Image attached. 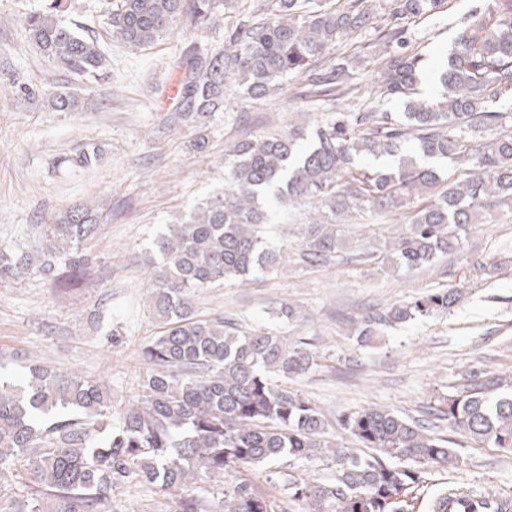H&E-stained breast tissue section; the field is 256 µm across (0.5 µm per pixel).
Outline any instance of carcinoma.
<instances>
[{
  "label": "carcinoma",
  "mask_w": 512,
  "mask_h": 512,
  "mask_svg": "<svg viewBox=\"0 0 512 512\" xmlns=\"http://www.w3.org/2000/svg\"><path fill=\"white\" fill-rule=\"evenodd\" d=\"M106 34L132 52L179 27L224 25V50L192 48L175 83L178 120L204 125L224 106L227 81L250 100H263L293 75L336 101L357 97L350 69L361 55L336 56V46L375 30L382 51L374 100L398 99L406 111L336 112L327 107L306 125L237 142L224 193L195 206L158 243L149 276L152 314L164 330L143 351L149 368L142 395L112 423V391L102 382L28 367L23 382L0 377V484L17 472L30 491L0 501V512H100L112 492L130 483L175 500L174 512H293L243 473L265 480L296 462L334 464L327 480L288 475V500L303 512H412L413 492L456 459L453 441L418 420L374 406L346 412L340 425L372 453L337 448L326 422L300 392L280 384L314 365L303 343L266 329L242 332L224 319L196 316L195 293L227 281L241 284L293 262L320 267L338 256L337 219L364 211L384 218L418 199L408 224L377 255L393 269L431 265L461 249L482 211L512 203V113L490 104L512 96V0L473 9L442 61L438 91L419 96L422 54L407 22L439 13L445 0H110ZM68 0H47L22 22L28 42L59 68L96 79L108 56L101 41L63 20ZM55 112L77 107L74 94L47 97ZM99 150L81 146L67 161L89 167ZM313 218L298 252L267 241L265 225L285 205ZM98 213L83 204L45 226L34 255L0 248V280L30 270L57 289L84 280L83 245ZM462 290L429 292L365 317L354 336L362 345L386 329L444 314ZM460 435L512 451V378L474 365L431 406ZM224 482L212 506L199 484ZM479 512H506L503 499L476 493Z\"/></svg>",
  "instance_id": "1"
}]
</instances>
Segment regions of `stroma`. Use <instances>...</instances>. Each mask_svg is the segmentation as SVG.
I'll use <instances>...</instances> for the list:
<instances>
[{"label":"stroma","mask_w":512,"mask_h":512,"mask_svg":"<svg viewBox=\"0 0 512 512\" xmlns=\"http://www.w3.org/2000/svg\"><path fill=\"white\" fill-rule=\"evenodd\" d=\"M481 0H452L450 11L417 20L416 42L429 63L421 77L425 96L436 92L433 63L450 47L454 26ZM42 0H0V246L41 249L44 225L77 203L98 205V230L85 249L83 288L64 294L36 272L0 281V372L20 373L42 362L100 380L116 406L137 399L147 365L143 348L160 327L147 299V259L168 224L196 203L223 191L225 158L235 143L287 128L316 112L297 97V79L261 101H245L234 85L226 103L201 129L182 126L172 101L158 96L189 46L217 50L224 29L173 31L139 53L106 44V73L88 81L58 69L28 42L22 18ZM42 93L69 91L79 107L52 112L40 97L17 100L14 87ZM204 137L205 149L194 147ZM96 143L98 165L79 168L63 158ZM408 211L392 220L371 214L345 225L346 251L328 265H288L238 285L224 283L195 296L205 318L221 317L243 330L267 328L307 342L316 363L288 378L328 422L336 443L354 447L341 414L377 404L425 416L431 400L459 382L473 364L512 376V206L489 208L459 252L430 266L381 268L352 262L350 252L395 236ZM460 287L462 301L433 315L385 330L379 344L363 347L354 325L377 308L411 301L432 290ZM292 304L296 318H277ZM439 433L453 439L458 464L436 472L416 493L414 512H429L444 490L491 492L512 499V452L456 435L448 422ZM102 512H169L146 486L116 489Z\"/></svg>","instance_id":"stroma-1"}]
</instances>
